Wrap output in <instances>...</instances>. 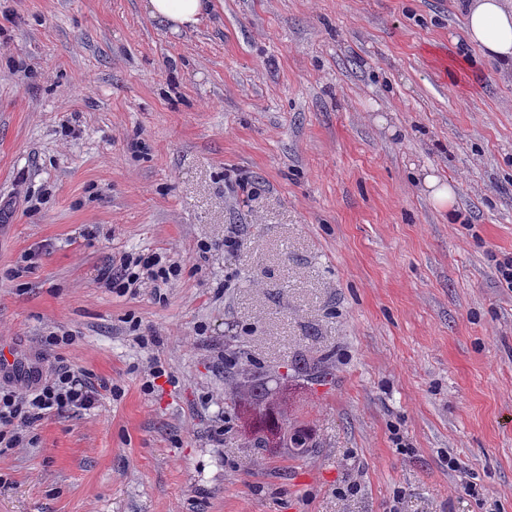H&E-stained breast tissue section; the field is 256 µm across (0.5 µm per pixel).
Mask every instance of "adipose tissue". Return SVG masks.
I'll return each mask as SVG.
<instances>
[{
	"instance_id": "obj_1",
	"label": "adipose tissue",
	"mask_w": 512,
	"mask_h": 512,
	"mask_svg": "<svg viewBox=\"0 0 512 512\" xmlns=\"http://www.w3.org/2000/svg\"><path fill=\"white\" fill-rule=\"evenodd\" d=\"M152 16L173 31L195 25L206 0H149ZM468 41L483 53L512 62V5L507 0H470L465 15Z\"/></svg>"
}]
</instances>
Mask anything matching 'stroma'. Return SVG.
Segmentation results:
<instances>
[{
    "mask_svg": "<svg viewBox=\"0 0 512 512\" xmlns=\"http://www.w3.org/2000/svg\"><path fill=\"white\" fill-rule=\"evenodd\" d=\"M467 2L212 0L175 33L149 0H0V347L110 384L0 453V512H512V70ZM151 251L181 277L98 286ZM238 350L332 353L290 389L315 454L245 447ZM425 184L430 190L434 204L443 210H452L455 202V191L452 185L443 181L437 175H427Z\"/></svg>",
    "mask_w": 512,
    "mask_h": 512,
    "instance_id": "35a3bbf8",
    "label": "stroma"
}]
</instances>
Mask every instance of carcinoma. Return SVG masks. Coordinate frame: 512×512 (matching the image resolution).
<instances>
[{"instance_id": "cac0c4a2", "label": "carcinoma", "mask_w": 512, "mask_h": 512, "mask_svg": "<svg viewBox=\"0 0 512 512\" xmlns=\"http://www.w3.org/2000/svg\"><path fill=\"white\" fill-rule=\"evenodd\" d=\"M286 368L284 375L268 366L247 369L244 380L237 382V405L245 419L249 447L259 453L288 448L290 456L300 460L310 456L318 443L309 426L287 423L283 389L290 382L309 388L329 385L335 379V365L332 354L325 353L316 359L298 356Z\"/></svg>"}]
</instances>
